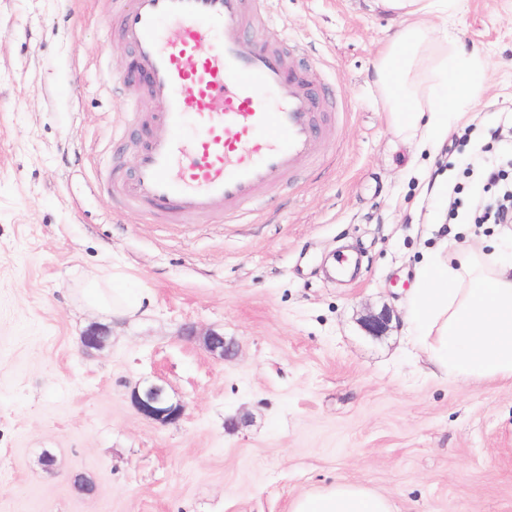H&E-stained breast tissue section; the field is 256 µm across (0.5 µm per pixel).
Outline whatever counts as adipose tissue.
<instances>
[{
    "instance_id": "obj_1",
    "label": "adipose tissue",
    "mask_w": 512,
    "mask_h": 512,
    "mask_svg": "<svg viewBox=\"0 0 512 512\" xmlns=\"http://www.w3.org/2000/svg\"><path fill=\"white\" fill-rule=\"evenodd\" d=\"M393 11L400 28L374 65V83L390 124L405 142L446 138L449 117L435 95L450 79V98L468 103L483 87L484 62L465 53L430 17H447L451 0H374ZM404 305L416 346L444 375L472 382L512 379V253L476 240L440 247L416 270ZM289 512H395L391 499L362 483L339 480L297 496Z\"/></svg>"
}]
</instances>
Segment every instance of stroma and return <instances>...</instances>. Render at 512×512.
Instances as JSON below:
<instances>
[{
	"label": "stroma",
	"instance_id": "1",
	"mask_svg": "<svg viewBox=\"0 0 512 512\" xmlns=\"http://www.w3.org/2000/svg\"><path fill=\"white\" fill-rule=\"evenodd\" d=\"M265 19L342 99L318 168L221 222L162 224L101 189L133 128L113 84L131 55L102 0H0V512H288L339 479L396 512H512V381L436 371L403 303L426 253L500 235L450 218L448 188L464 206L482 192L462 160L512 113V0L449 11L484 91L423 148L392 133L370 81L393 14L266 0ZM341 250L361 258L355 280L328 274ZM93 281L138 315L90 306ZM187 323L235 340L236 359L180 336ZM94 328L106 344L83 352ZM147 378L186 403L177 424L135 408Z\"/></svg>",
	"mask_w": 512,
	"mask_h": 512
}]
</instances>
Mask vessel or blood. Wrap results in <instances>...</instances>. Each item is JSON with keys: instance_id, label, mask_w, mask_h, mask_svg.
Listing matches in <instances>:
<instances>
[{"instance_id": "b4317fda", "label": "vessel or blood", "mask_w": 512, "mask_h": 512, "mask_svg": "<svg viewBox=\"0 0 512 512\" xmlns=\"http://www.w3.org/2000/svg\"><path fill=\"white\" fill-rule=\"evenodd\" d=\"M263 0H112L136 61L121 81L147 93L133 167L112 182L120 210L166 224L238 213L312 166L323 113L310 70L265 25Z\"/></svg>"}]
</instances>
